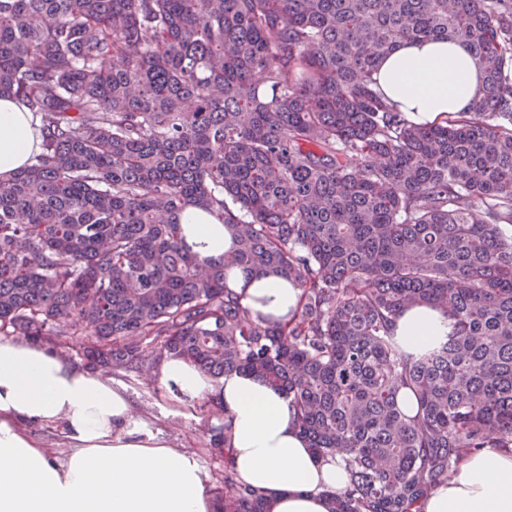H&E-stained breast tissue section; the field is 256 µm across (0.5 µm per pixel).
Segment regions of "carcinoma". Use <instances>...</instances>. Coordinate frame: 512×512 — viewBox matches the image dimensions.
<instances>
[{"label":"carcinoma","instance_id":"carcinoma-1","mask_svg":"<svg viewBox=\"0 0 512 512\" xmlns=\"http://www.w3.org/2000/svg\"><path fill=\"white\" fill-rule=\"evenodd\" d=\"M415 40L467 49L468 111L417 125L384 98ZM0 97L41 139L0 180V332L264 379L344 461L331 512H421L469 453L512 448V0H0ZM189 208L223 254L186 244ZM234 271L290 281L297 313L254 315ZM412 305L448 335L407 355ZM210 448L220 512H270L222 429ZM183 227L187 244L202 256H218L230 246L223 224L200 210L188 209L183 214Z\"/></svg>","mask_w":512,"mask_h":512}]
</instances>
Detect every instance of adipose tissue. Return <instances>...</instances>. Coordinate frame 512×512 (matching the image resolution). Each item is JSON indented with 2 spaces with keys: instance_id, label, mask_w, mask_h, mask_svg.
I'll list each match as a JSON object with an SVG mask.
<instances>
[{
  "instance_id": "ef3b65f1",
  "label": "adipose tissue",
  "mask_w": 512,
  "mask_h": 512,
  "mask_svg": "<svg viewBox=\"0 0 512 512\" xmlns=\"http://www.w3.org/2000/svg\"><path fill=\"white\" fill-rule=\"evenodd\" d=\"M386 98L416 124L461 112L477 98L482 77L458 42H404L380 65ZM32 114L0 98V176L29 164L39 150ZM187 244L204 256L223 254V225L196 209L182 218ZM229 285L262 317L287 319L300 291L282 278L244 277ZM448 333L437 309L404 311L394 336L407 353ZM160 382L179 405L202 398L218 404L230 438L232 469L243 484L270 492L271 512H329L327 496L348 482L339 458L316 457L299 433L278 390L261 379L231 373L213 381L177 357L166 358ZM38 423L57 428L70 450L53 459L24 431ZM423 512H512V448L468 455L457 474L433 489ZM0 512H218L198 458L172 448L134 411L126 386L61 357L42 343L0 339Z\"/></svg>"
}]
</instances>
